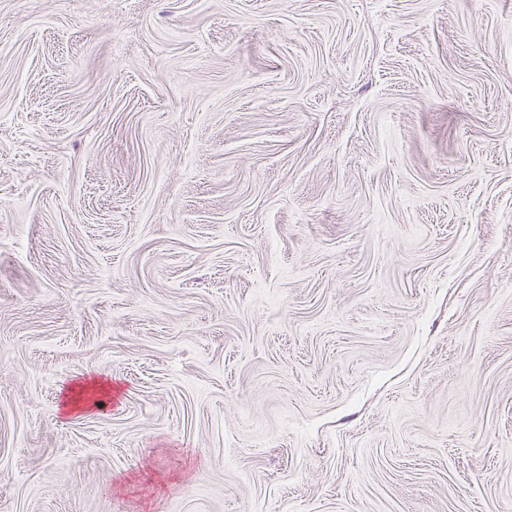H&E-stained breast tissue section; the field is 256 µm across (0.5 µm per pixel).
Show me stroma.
I'll return each instance as SVG.
<instances>
[{"instance_id": "obj_1", "label": "stroma", "mask_w": 512, "mask_h": 512, "mask_svg": "<svg viewBox=\"0 0 512 512\" xmlns=\"http://www.w3.org/2000/svg\"><path fill=\"white\" fill-rule=\"evenodd\" d=\"M0 512H512V0H0Z\"/></svg>"}]
</instances>
